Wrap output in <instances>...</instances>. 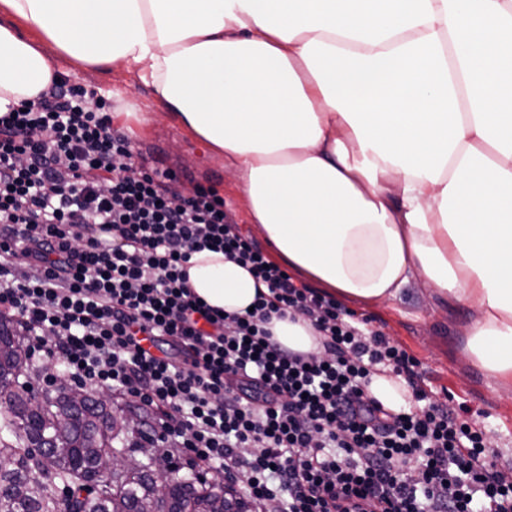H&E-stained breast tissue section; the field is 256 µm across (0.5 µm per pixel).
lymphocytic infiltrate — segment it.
<instances>
[{
	"label": "lymphocytic infiltrate",
	"instance_id": "f902f5d3",
	"mask_svg": "<svg viewBox=\"0 0 512 512\" xmlns=\"http://www.w3.org/2000/svg\"><path fill=\"white\" fill-rule=\"evenodd\" d=\"M176 181L83 85L56 78L0 115V315L32 351L136 398L158 442L222 465L253 512H512V471L466 404L432 398L403 345L269 260L216 191ZM205 249L266 284L252 312L192 294L183 265ZM289 315L320 352L274 340ZM162 336L172 351L144 347ZM382 368L411 387L409 410L368 394Z\"/></svg>",
	"mask_w": 512,
	"mask_h": 512
}]
</instances>
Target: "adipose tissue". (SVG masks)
<instances>
[{
  "mask_svg": "<svg viewBox=\"0 0 512 512\" xmlns=\"http://www.w3.org/2000/svg\"><path fill=\"white\" fill-rule=\"evenodd\" d=\"M59 57L152 87L290 274L360 306L425 281L470 311L467 358L512 380V0H0V111L47 92ZM184 269L224 313L255 301L224 253ZM270 328L321 348L310 321ZM368 390L411 406L387 371Z\"/></svg>",
  "mask_w": 512,
  "mask_h": 512,
  "instance_id": "ef3b65f1",
  "label": "adipose tissue"
}]
</instances>
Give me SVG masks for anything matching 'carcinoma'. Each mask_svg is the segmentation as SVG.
Instances as JSON below:
<instances>
[{
    "label": "carcinoma",
    "instance_id": "obj_1",
    "mask_svg": "<svg viewBox=\"0 0 512 512\" xmlns=\"http://www.w3.org/2000/svg\"><path fill=\"white\" fill-rule=\"evenodd\" d=\"M32 373L30 350L14 321L0 316V512H67L60 493L69 485L73 512H224V483L208 482L171 470V498L156 505L147 470L117 468L112 483L96 485L95 463L129 447L101 425L110 414L97 403L76 407L51 392H20V379ZM62 415L73 420L72 435L44 463L32 454L33 444L48 437Z\"/></svg>",
    "mask_w": 512,
    "mask_h": 512
}]
</instances>
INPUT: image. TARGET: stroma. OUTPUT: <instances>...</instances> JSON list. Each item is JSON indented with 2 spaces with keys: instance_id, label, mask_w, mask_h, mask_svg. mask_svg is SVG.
I'll return each instance as SVG.
<instances>
[{
  "instance_id": "1",
  "label": "stroma",
  "mask_w": 512,
  "mask_h": 512,
  "mask_svg": "<svg viewBox=\"0 0 512 512\" xmlns=\"http://www.w3.org/2000/svg\"><path fill=\"white\" fill-rule=\"evenodd\" d=\"M57 69L71 82L102 96L124 89V96L112 101L113 126L131 131L140 159L147 166L175 172L183 194H191L199 185L215 189L243 233L256 237L233 172L202 142L159 115L150 88L118 71L74 69L63 60L58 61ZM367 314L374 317L376 328L419 360L422 377L434 397L451 392L468 404L474 419L490 431L499 466L512 467V384L490 377L464 355L468 310L448 306L435 296L432 286L418 281L404 288L396 300L369 308Z\"/></svg>"
}]
</instances>
